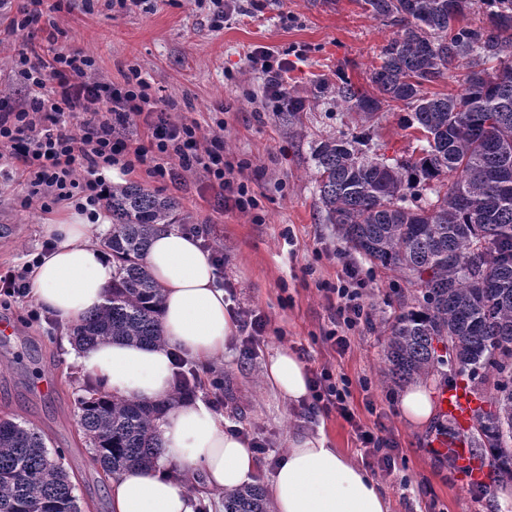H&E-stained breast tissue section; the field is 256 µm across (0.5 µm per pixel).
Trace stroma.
<instances>
[{"mask_svg": "<svg viewBox=\"0 0 512 512\" xmlns=\"http://www.w3.org/2000/svg\"><path fill=\"white\" fill-rule=\"evenodd\" d=\"M63 32L62 44L83 50L96 60L98 78L123 86L130 68L151 82L162 108L176 121H194L202 139L220 136L224 158L233 167L235 184L245 187L255 207H224L218 189L201 169L187 172L182 185L148 177L144 168H115L114 182H134L179 200L181 215L201 225L202 237L224 250L218 280L231 282L235 297L229 309L250 308L265 316L263 338L247 343L237 333L223 362L201 371L197 395L209 400L225 418L262 441L258 455L260 485L286 450L292 433L323 431L331 447L364 461L350 425L339 415L313 404L290 406L262 379L263 366L285 349L313 370L331 367L351 381L350 403L361 422L370 425L376 412L396 439L401 453L391 472H377L393 512H498L496 493L502 483L489 476L491 494L478 496L462 470L438 462L426 446L434 426L408 425L399 411L402 385L386 380L385 331L398 312L395 289L413 295L400 276L373 267L352 251L337 225L321 208L311 152L329 137L351 139L354 126L330 99H315L314 80L336 84L347 77L367 87L379 63L381 46L392 27L374 19L362 0H243V11L224 27L210 24L209 0H148L130 11L112 0H46ZM46 42L45 31L17 32L0 46V83L9 101L26 91L16 77L15 55L30 44ZM267 46L287 58L288 90L305 99L300 124L288 126L265 94V77L252 65L249 51ZM410 110L398 109L381 120L371 151L385 158L412 155L417 143L406 126ZM24 185L14 170L0 174V270L17 268L40 252L42 225L58 221L67 205L41 212L21 205ZM356 262L366 282L364 301L369 325L350 331L351 347L338 355L323 338L333 330L334 311L323 291L336 285L339 257ZM32 298L0 296V318L13 320L19 331L0 337V417L42 432L48 449L65 451L64 466L82 512H109V478L95 465L79 425V401L85 382L70 357L68 330L48 312L31 320Z\"/></svg>", "mask_w": 512, "mask_h": 512, "instance_id": "stroma-1", "label": "stroma"}]
</instances>
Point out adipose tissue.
I'll return each mask as SVG.
<instances>
[{
  "instance_id": "adipose-tissue-1",
  "label": "adipose tissue",
  "mask_w": 512,
  "mask_h": 512,
  "mask_svg": "<svg viewBox=\"0 0 512 512\" xmlns=\"http://www.w3.org/2000/svg\"><path fill=\"white\" fill-rule=\"evenodd\" d=\"M105 217L89 223L73 214L47 224L53 249L30 275L35 303L71 326L103 306L115 262L99 236ZM162 288L159 320L163 340L155 345L104 340L73 351L84 375L117 398L164 405L157 423L161 453L147 468L111 477L110 512H195L196 499L184 475L199 474L209 493L221 495L254 483L259 475L250 439L210 402L175 401V357L207 367L224 357L238 329L216 282L210 254L192 235L171 228L152 239L144 256ZM263 377L288 405L309 396L305 365L282 349L270 356ZM272 512H391L392 503L357 460L330 447L323 432L296 434L269 482Z\"/></svg>"
}]
</instances>
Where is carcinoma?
Wrapping results in <instances>:
<instances>
[{
    "label": "carcinoma",
    "mask_w": 512,
    "mask_h": 512,
    "mask_svg": "<svg viewBox=\"0 0 512 512\" xmlns=\"http://www.w3.org/2000/svg\"><path fill=\"white\" fill-rule=\"evenodd\" d=\"M395 28L372 69L371 89L344 80L333 101L357 115L352 140L327 138L312 152L329 223L371 264L416 288L399 301L385 338L392 382L448 378V365L482 402L467 438L477 457L512 480V0H363ZM483 24H461L474 5ZM464 69L457 94L425 86ZM403 105L426 146L388 163L363 147L375 119ZM305 100L288 94V123ZM117 265L108 303L73 329L78 346L106 339L158 344L162 289L143 257L153 236L176 224L180 203L134 183H114L105 200ZM79 403L92 460L109 474L148 467L159 454L164 407L118 399L92 384ZM489 403L491 410L483 408ZM0 512H81L62 463L43 435L0 419ZM224 512H270L263 486L224 494Z\"/></svg>",
    "instance_id": "1"
}]
</instances>
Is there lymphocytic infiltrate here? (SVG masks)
Returning a JSON list of instances; mask_svg holds the SVG:
<instances>
[{"instance_id": "lymphocytic-infiltrate-1", "label": "lymphocytic infiltrate", "mask_w": 512, "mask_h": 512, "mask_svg": "<svg viewBox=\"0 0 512 512\" xmlns=\"http://www.w3.org/2000/svg\"><path fill=\"white\" fill-rule=\"evenodd\" d=\"M249 60L260 65L266 77L265 91L274 111H287L283 76L288 61L264 46L251 50ZM16 73L28 95L17 107L0 103V160L19 164L25 178L24 208L45 212L66 203L85 212L98 207L112 189L104 171L115 165L126 171L143 165L149 176L175 185L181 184L183 172L199 167L224 192L225 202L240 210L252 206L244 186L234 185L226 176L220 137L203 142L195 124L172 120L144 79L112 89L97 78L94 59L83 51L55 47L46 56L34 45L19 53ZM105 95L112 103L107 112L98 108ZM64 114L69 123H61ZM138 122L147 130L148 145L134 143L125 134L127 124ZM171 156L178 158L179 168L168 166ZM363 286L355 263L343 261L335 293L336 313L346 332L325 337L337 354L350 348L349 330L370 317ZM349 385L348 378L334 379L328 368L313 371L309 384L313 403L336 411L350 424L373 467L392 471L399 454L397 443L384 423L369 427L357 420Z\"/></svg>"}]
</instances>
